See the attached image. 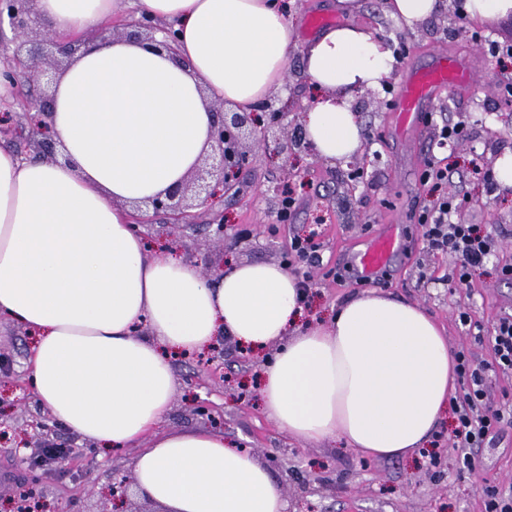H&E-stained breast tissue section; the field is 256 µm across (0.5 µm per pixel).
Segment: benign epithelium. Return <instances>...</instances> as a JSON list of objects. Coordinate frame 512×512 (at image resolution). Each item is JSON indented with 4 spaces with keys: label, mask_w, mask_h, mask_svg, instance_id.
Instances as JSON below:
<instances>
[{
    "label": "benign epithelium",
    "mask_w": 512,
    "mask_h": 512,
    "mask_svg": "<svg viewBox=\"0 0 512 512\" xmlns=\"http://www.w3.org/2000/svg\"><path fill=\"white\" fill-rule=\"evenodd\" d=\"M21 0H0V22L8 17L18 45L8 59L5 70L14 78L27 71L39 77L51 69L59 73L61 62L52 56L55 39L40 19L30 10L19 6ZM124 36L137 41H148L171 54H176V36L171 29H163L154 19L143 15L130 25ZM58 48V47H56ZM79 49L72 43L59 47L60 54L69 57ZM266 122H261L257 112H237L219 103L212 109L210 139L212 149L203 164L197 166L189 177L147 201L145 205L153 213H166L178 224L191 223L190 209L195 203L216 207L222 204L224 194L240 190V173L257 163L258 155L249 149V141L255 137L257 128H262L263 141L274 144L281 155H293L301 140L280 134L283 112L273 108L272 103L261 107ZM51 116V96L45 92L30 102V111L25 113L40 154L57 160L55 143L51 136L48 119ZM132 480L126 474L113 478L109 495L112 500L128 501Z\"/></svg>",
    "instance_id": "7a95c632"
}]
</instances>
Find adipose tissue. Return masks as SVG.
<instances>
[{
	"instance_id": "ef3b65f1",
	"label": "adipose tissue",
	"mask_w": 512,
	"mask_h": 512,
	"mask_svg": "<svg viewBox=\"0 0 512 512\" xmlns=\"http://www.w3.org/2000/svg\"><path fill=\"white\" fill-rule=\"evenodd\" d=\"M56 37L111 27L124 0H30ZM173 23L178 54L113 38L78 52L52 92L62 161L0 148V316L36 337L27 379L51 419L101 451L137 447L136 489L164 512H287L267 467L206 428L164 430L171 359L230 336L274 349L263 411L289 436L339 439L367 458H405L447 417L455 360L419 305L366 293L328 327L299 328L297 278L239 263L206 281L149 254L129 205L184 181L209 151L212 101L240 111L282 93L300 52L313 98L301 120L315 154L361 153L356 95L395 62L388 38L344 25L298 44L280 0H139ZM149 335L137 338L135 325Z\"/></svg>"
}]
</instances>
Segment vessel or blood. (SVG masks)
I'll return each instance as SVG.
<instances>
[{
    "label": "vessel or blood",
    "instance_id": "obj_1",
    "mask_svg": "<svg viewBox=\"0 0 512 512\" xmlns=\"http://www.w3.org/2000/svg\"><path fill=\"white\" fill-rule=\"evenodd\" d=\"M476 70L470 59L447 51L436 54V62L427 70L413 72L389 104L398 136L411 148L418 147L426 130L425 114L444 94L473 87ZM405 244L398 225L391 224L371 237L356 257L360 276L373 279L387 268Z\"/></svg>",
    "mask_w": 512,
    "mask_h": 512
}]
</instances>
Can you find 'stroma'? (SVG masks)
<instances>
[{"mask_svg": "<svg viewBox=\"0 0 512 512\" xmlns=\"http://www.w3.org/2000/svg\"><path fill=\"white\" fill-rule=\"evenodd\" d=\"M291 9L300 39L308 13L337 12V0H284ZM340 13V12H337ZM343 22L375 29L389 37L397 58L387 86L361 93L354 101L364 129V149L357 165L343 160H320L309 151L283 158L262 157L244 170L243 190L224 196V222L247 229L250 241L237 245L218 242L208 225L206 207H195L189 228L171 225L167 216L141 225L151 253L162 254L172 244L203 271L232 262L280 263L292 239L313 237L318 244L319 264L292 266L295 275L311 271L307 290L305 322L326 325L336 307L369 289L417 303L443 327L451 350H468L474 367L483 370L492 399L512 393V372L502 373L493 362L490 335L501 316L512 314V279L502 278L500 265L512 264V194L486 192L472 172L471 162L480 159L486 169H495L500 157L512 154V101L501 98L497 86L504 72L493 62H482L475 88L466 95L437 101L435 113L449 123L461 125V138L453 148L440 147L435 130L421 138L418 155L408 154L397 138L389 89L399 88L407 63L424 67L435 52L447 49L469 52L476 35L487 40L512 43V15L485 24L460 14L457 4L414 27L397 23L386 13V0H362L355 12L340 13ZM288 90L276 108L286 114L289 134H297L300 116L312 91L302 72L299 53H292L286 75ZM30 84L20 77L12 95L0 97V118H8L15 132H0V146L16 153L29 152L27 130L22 129V102ZM447 167L454 186L465 197L458 215L466 223L498 237L494 256L476 268L468 283L448 281L454 266L452 254L425 247L418 217L433 200L429 185L420 180L427 160ZM287 182L296 200L288 223H280L266 200L270 184ZM402 218L408 234V250L395 263L388 278L363 286L353 280L337 281L336 273L346 257L364 247L367 237L377 234L393 218ZM472 313L483 328L484 338L475 341L458 320L460 312ZM33 338L26 330L0 320V353L12 361L10 375L0 374V512H13L11 497L37 487L46 512H126L124 507H105L104 493L114 472H128L134 451H111L101 457L87 450L72 469L34 481L28 456L40 444L36 431L49 416L23 380L32 355ZM177 379L172 408L162 426L167 430L205 427L209 421L196 411L206 402L223 416L222 431L240 447L255 449L288 502V512H484L482 490L495 487L512 490V427L494 447L482 449L473 467L462 464L463 454L454 445L452 423L438 427L424 454L400 459H367L333 440L307 443L288 436L261 409L259 371L255 355L228 341L218 358L190 352L173 360ZM438 461H431V453Z\"/></svg>", "mask_w": 512, "mask_h": 512, "instance_id": "stroma-1", "label": "stroma"}]
</instances>
